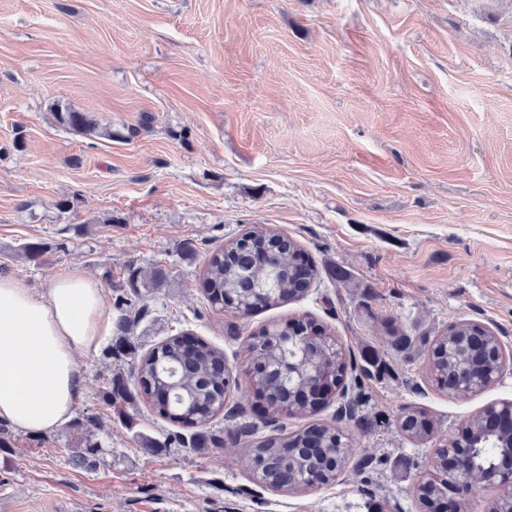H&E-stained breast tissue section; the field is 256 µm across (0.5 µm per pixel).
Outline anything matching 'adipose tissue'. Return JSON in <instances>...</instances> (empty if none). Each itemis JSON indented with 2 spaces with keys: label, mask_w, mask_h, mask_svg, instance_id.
<instances>
[{
  "label": "adipose tissue",
  "mask_w": 512,
  "mask_h": 512,
  "mask_svg": "<svg viewBox=\"0 0 512 512\" xmlns=\"http://www.w3.org/2000/svg\"><path fill=\"white\" fill-rule=\"evenodd\" d=\"M111 328L99 288L75 270L46 294L0 279V421L33 435L64 424L80 391L77 355Z\"/></svg>",
  "instance_id": "ef3b65f1"
}]
</instances>
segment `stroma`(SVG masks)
Returning a JSON list of instances; mask_svg holds the SVG:
<instances>
[{"label":"stroma","instance_id":"obj_1","mask_svg":"<svg viewBox=\"0 0 512 512\" xmlns=\"http://www.w3.org/2000/svg\"><path fill=\"white\" fill-rule=\"evenodd\" d=\"M57 106L113 137L60 126ZM257 225L294 240L317 282L246 316L214 309L209 255ZM131 266L163 267L166 287L135 297ZM75 269L112 320L139 310L137 354L177 332L223 350L235 382L207 429L224 445L164 447L191 429L144 399L125 425L99 394L117 375L135 387L132 359L101 344L76 359L72 410L102 422L97 467L69 463V426L13 431L0 512H422L440 440L512 399V0H0V277L41 295ZM292 319L348 361H383L361 381L366 427L337 421V396L291 415L256 393L252 337ZM388 320L421 336L412 355ZM461 321L488 327L505 363L465 399L437 388L428 357ZM236 406L273 437L341 423L358 453L330 484L276 491L234 438ZM409 409L430 439L401 430ZM400 427L413 440L424 441L431 433V423L422 410H410L400 418Z\"/></svg>","mask_w":512,"mask_h":512}]
</instances>
